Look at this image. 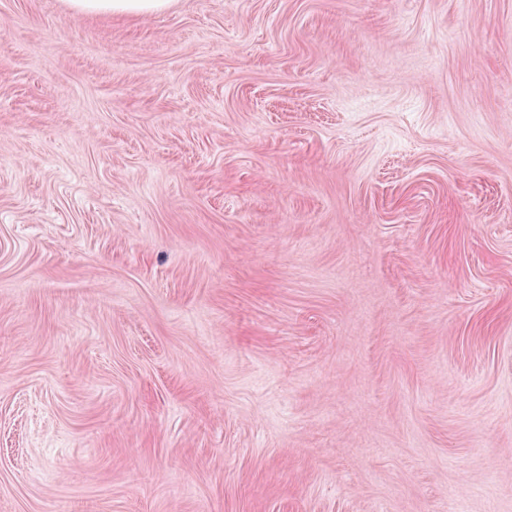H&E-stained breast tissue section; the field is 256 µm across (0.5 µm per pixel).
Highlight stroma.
<instances>
[{"mask_svg": "<svg viewBox=\"0 0 512 512\" xmlns=\"http://www.w3.org/2000/svg\"><path fill=\"white\" fill-rule=\"evenodd\" d=\"M0 512H512V0H0ZM69 4L82 13L141 16L164 11L170 0H69Z\"/></svg>", "mask_w": 512, "mask_h": 512, "instance_id": "35a3bbf8", "label": "stroma"}]
</instances>
